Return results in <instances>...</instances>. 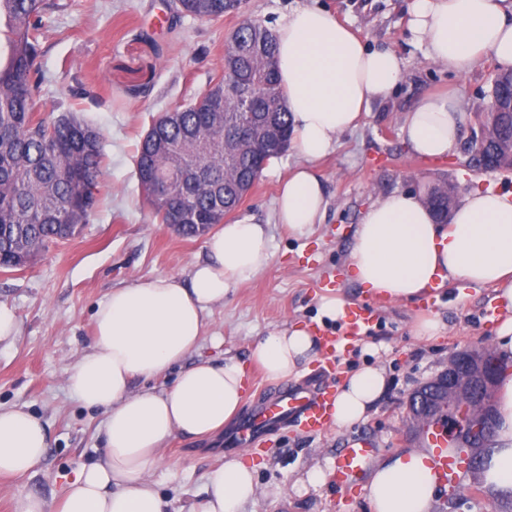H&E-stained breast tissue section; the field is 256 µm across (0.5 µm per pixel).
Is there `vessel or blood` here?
Segmentation results:
<instances>
[{
  "label": "vessel or blood",
  "instance_id": "vessel-or-blood-1",
  "mask_svg": "<svg viewBox=\"0 0 512 512\" xmlns=\"http://www.w3.org/2000/svg\"><path fill=\"white\" fill-rule=\"evenodd\" d=\"M373 314L374 309L370 306L350 309L346 320L347 335H360L361 331L369 326ZM332 398V387L326 383L299 391L281 390L263 404L251 424L239 430L238 437L243 444L253 446L259 443L266 425L290 421L296 422L305 432L325 430L331 424ZM444 442L441 434L433 435L430 440L431 461L440 481L451 484L457 478L458 462L448 454ZM370 458L371 450L367 443L350 442L336 464L337 484L346 485L354 475L364 471Z\"/></svg>",
  "mask_w": 512,
  "mask_h": 512
}]
</instances>
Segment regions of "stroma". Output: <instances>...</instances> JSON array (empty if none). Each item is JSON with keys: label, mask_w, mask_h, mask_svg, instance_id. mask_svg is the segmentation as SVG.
Segmentation results:
<instances>
[{"label": "stroma", "mask_w": 512, "mask_h": 512, "mask_svg": "<svg viewBox=\"0 0 512 512\" xmlns=\"http://www.w3.org/2000/svg\"><path fill=\"white\" fill-rule=\"evenodd\" d=\"M38 64L45 80L35 110L55 117L72 109L103 135L104 158L99 206L76 237L49 246L21 271L0 269V302L12 305L21 323L14 346L0 348V403L29 408L42 417L50 446L24 482L0 477V512H17L20 491L55 506L63 478L104 451L106 417L80 405L67 391L65 377L94 337L93 312L112 288L140 278L187 277L205 256L206 236L186 238L153 217L136 173L137 146L153 119L194 102L222 74L224 49L239 19L201 20L185 16L155 26L163 0H49ZM329 9L371 49L395 50L405 78L378 100L354 131L345 133L332 156L319 164L328 210L312 233L298 238L275 219L281 181L299 163L295 149L271 160L239 208L226 222L250 219L268 225L273 259L268 268L233 288L208 320L207 338L188 363L249 360L253 344L272 328L308 325L316 334L343 335L344 320L320 313L325 296L346 305H373L367 331L340 354V373L325 360L309 372L277 383L252 371L244 408L224 428L225 453L241 452L254 468L260 495L241 512H372L363 487L368 473L337 486L336 458L352 440L368 442L372 463L397 452L422 451L428 439L410 427L408 395L448 365L452 351L493 348L500 311L494 289L452 280L419 300L376 302L347 271V255L363 212L395 190L413 193L440 179L457 186L458 197L492 188L512 192V171L478 172L468 166L467 148L477 129L475 114L491 99L496 66L484 61L464 75L432 64L425 46L409 30L412 0H311ZM459 93L466 102L456 155L423 158L401 134L410 112L430 94ZM435 314L446 325L443 336L426 341L412 333L416 320ZM382 367L386 386L373 408L346 430L320 433L299 428L266 432L262 442L240 447L235 434L256 413L262 397L281 387L300 389L343 374ZM223 462L206 441L175 437L153 479L179 512L188 497L202 493L206 475ZM314 469L323 484L302 486ZM431 512H512V499L484 488L481 473L464 469L458 485H441Z\"/></svg>", "instance_id": "obj_1"}]
</instances>
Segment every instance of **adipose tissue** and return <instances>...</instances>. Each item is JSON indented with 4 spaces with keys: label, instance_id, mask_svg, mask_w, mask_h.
I'll use <instances>...</instances> for the list:
<instances>
[{
    "label": "adipose tissue",
    "instance_id": "1",
    "mask_svg": "<svg viewBox=\"0 0 512 512\" xmlns=\"http://www.w3.org/2000/svg\"><path fill=\"white\" fill-rule=\"evenodd\" d=\"M409 27L426 43L429 60L451 72L468 73L485 59L512 70V0H414ZM274 32L279 80L301 158L280 188L276 221L303 237L327 209L317 162L335 152L341 135L362 124L375 100L389 95L405 65L393 49H367L318 6L283 14ZM462 109L458 94L426 97L406 115L405 141L428 158L455 153ZM206 253L188 279H138L98 303L93 345L65 384L83 407L104 413L105 453L66 479L57 512H167L153 472L171 440L218 437L242 409L249 365L280 381L317 358V336L297 324L260 337L249 361L231 356L184 366L228 290L268 268L273 258L266 226L248 220L222 225L208 239ZM347 266L362 287L392 302L416 300L454 279L493 286L505 314L495 348L512 353V193H471L447 225L436 223L422 195L391 193L364 213ZM171 369L176 376L170 387L134 390L136 381ZM384 387L379 368L349 374L334 396L333 425L343 430L362 420ZM496 402L499 424L482 480L496 496L512 498V375L500 378ZM49 446L39 416L24 406L0 404L1 476H25ZM438 487L423 454L404 452L374 469L365 493L372 512H430ZM258 493L253 468L232 455L208 474L203 497L189 501L186 512H240Z\"/></svg>",
    "mask_w": 512,
    "mask_h": 512
}]
</instances>
